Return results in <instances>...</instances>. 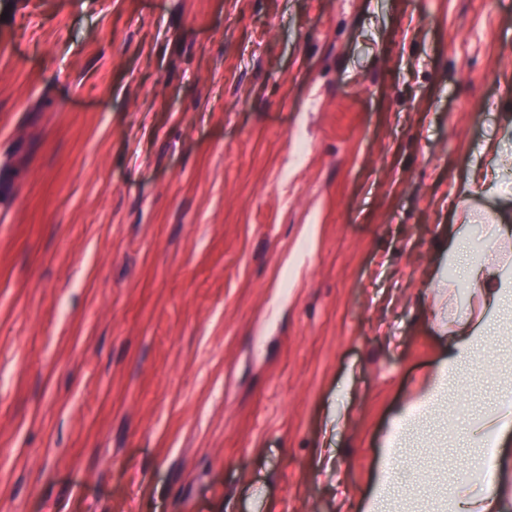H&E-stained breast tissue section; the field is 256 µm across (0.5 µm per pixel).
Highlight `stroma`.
<instances>
[{
  "instance_id": "stroma-1",
  "label": "stroma",
  "mask_w": 512,
  "mask_h": 512,
  "mask_svg": "<svg viewBox=\"0 0 512 512\" xmlns=\"http://www.w3.org/2000/svg\"><path fill=\"white\" fill-rule=\"evenodd\" d=\"M508 112L512 0H0V512H355ZM505 139L487 140L480 146V154L484 158L481 165L472 167L466 179L458 188L463 205L457 209L455 215L456 224L451 229L456 233L449 234L448 260L460 251V236L462 232L474 221L473 212L467 205L471 193L479 188H485L492 194H500L502 188L499 184L501 173L505 164L504 148Z\"/></svg>"
}]
</instances>
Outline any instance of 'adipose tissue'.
Returning <instances> with one entry per match:
<instances>
[{
  "instance_id": "1",
  "label": "adipose tissue",
  "mask_w": 512,
  "mask_h": 512,
  "mask_svg": "<svg viewBox=\"0 0 512 512\" xmlns=\"http://www.w3.org/2000/svg\"><path fill=\"white\" fill-rule=\"evenodd\" d=\"M504 139L482 143L481 165L472 167L458 192L468 199L479 188L490 193H501L499 184L505 164ZM468 288L464 308L448 318V336L443 356L433 375L416 389L412 403L422 412L448 404L449 393L462 389V367L474 350L498 335L504 320H512V258L486 257L470 262L464 271ZM412 416L409 410L398 409L390 419L385 446L386 459L376 471L369 494L361 505V512H502L506 495L504 485L474 487L466 483H444L428 495H420L412 488H395L393 472L404 463L401 453L409 437ZM468 441L474 449L467 463L474 469L492 467L497 471L512 470V457L504 448L512 440V392L501 397L497 405L470 420ZM494 439L498 449L487 453L484 444Z\"/></svg>"
}]
</instances>
